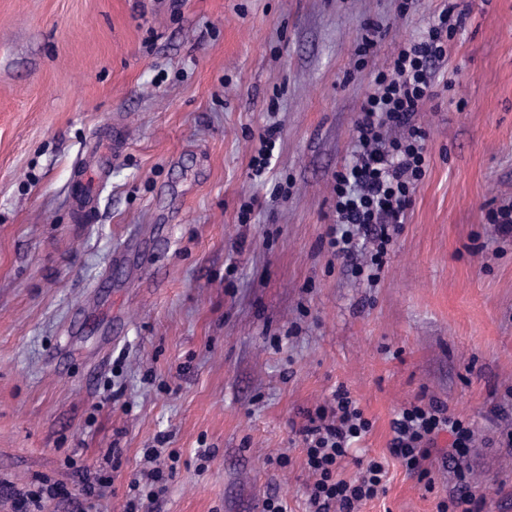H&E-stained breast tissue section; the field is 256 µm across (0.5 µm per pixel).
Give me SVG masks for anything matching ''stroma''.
Masks as SVG:
<instances>
[{"label": "stroma", "instance_id": "35a3bbf8", "mask_svg": "<svg viewBox=\"0 0 512 512\" xmlns=\"http://www.w3.org/2000/svg\"><path fill=\"white\" fill-rule=\"evenodd\" d=\"M458 3L418 114L429 168L371 287L324 241L332 173L373 73L443 0H0V483L48 480L42 512H75L88 467L111 479L93 512H125L163 435L149 512L274 492L305 512L299 430L342 386L371 457L417 398L471 420L476 491L512 512V241L485 219L512 202V0ZM453 487L393 461L360 512H437Z\"/></svg>", "mask_w": 512, "mask_h": 512}]
</instances>
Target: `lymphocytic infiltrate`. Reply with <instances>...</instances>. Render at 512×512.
Instances as JSON below:
<instances>
[{
  "mask_svg": "<svg viewBox=\"0 0 512 512\" xmlns=\"http://www.w3.org/2000/svg\"><path fill=\"white\" fill-rule=\"evenodd\" d=\"M462 24L455 0H449L426 33L401 45L389 68L374 76L354 123L353 161L333 174L336 220L326 231L328 246L368 282L378 280L428 167L426 133L416 117L434 95L436 75ZM307 419L301 430L311 476L306 512H357L385 494L391 458L421 481L436 467L450 469L456 491L439 501L437 512H486V496L471 489L474 426L447 403L421 399L396 413L384 458L358 455L356 445L373 424L346 389L336 388ZM444 432L450 442L441 448L437 438ZM348 463L356 474L345 479L340 471Z\"/></svg>",
  "mask_w": 512,
  "mask_h": 512,
  "instance_id": "f902f5d3",
  "label": "lymphocytic infiltrate"
}]
</instances>
